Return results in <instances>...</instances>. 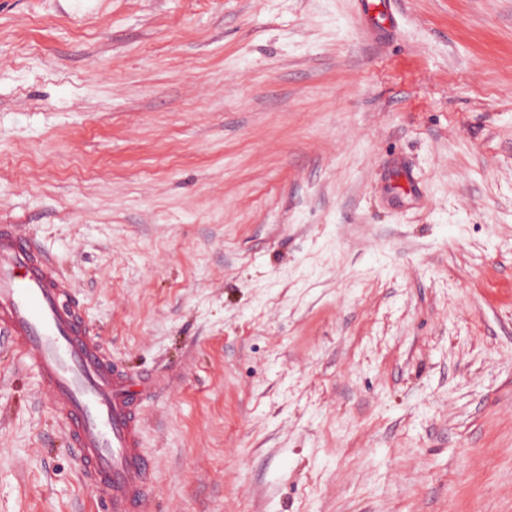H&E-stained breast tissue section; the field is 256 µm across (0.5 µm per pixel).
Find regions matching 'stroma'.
<instances>
[{
    "label": "stroma",
    "instance_id": "1",
    "mask_svg": "<svg viewBox=\"0 0 512 512\" xmlns=\"http://www.w3.org/2000/svg\"><path fill=\"white\" fill-rule=\"evenodd\" d=\"M0 0V224L141 404L155 512H512V0ZM0 512H98L0 337Z\"/></svg>",
    "mask_w": 512,
    "mask_h": 512
}]
</instances>
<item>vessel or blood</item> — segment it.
<instances>
[{"label":"vessel or blood","instance_id":"1","mask_svg":"<svg viewBox=\"0 0 512 512\" xmlns=\"http://www.w3.org/2000/svg\"><path fill=\"white\" fill-rule=\"evenodd\" d=\"M50 261L0 225V333L58 406L88 487L106 512H150L151 462L140 447L143 388L112 364Z\"/></svg>","mask_w":512,"mask_h":512}]
</instances>
